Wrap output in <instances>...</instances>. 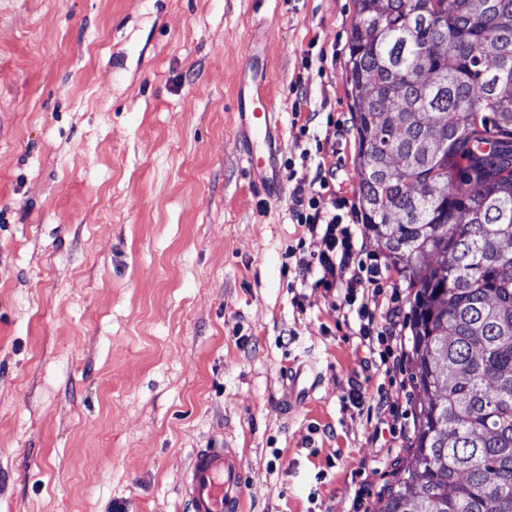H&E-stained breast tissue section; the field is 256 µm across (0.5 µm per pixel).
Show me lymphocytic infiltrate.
<instances>
[{"label": "lymphocytic infiltrate", "instance_id": "1", "mask_svg": "<svg viewBox=\"0 0 512 512\" xmlns=\"http://www.w3.org/2000/svg\"><path fill=\"white\" fill-rule=\"evenodd\" d=\"M335 178L334 169L321 163L312 179L297 180L289 215L311 237L319 238L322 248L307 257L292 250L287 256L295 260L301 279H314L316 286L338 292L341 307L355 313L361 341L377 342L381 366L391 369L398 363V311L391 307L379 313L358 299L359 293L379 290L382 270L369 253L364 235L355 225L344 223L339 203L325 202L323 192Z\"/></svg>", "mask_w": 512, "mask_h": 512}]
</instances>
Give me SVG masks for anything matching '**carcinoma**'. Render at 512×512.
<instances>
[{"label":"carcinoma","instance_id":"cac0c4a2","mask_svg":"<svg viewBox=\"0 0 512 512\" xmlns=\"http://www.w3.org/2000/svg\"><path fill=\"white\" fill-rule=\"evenodd\" d=\"M355 4L359 205L424 394L383 512H512V0Z\"/></svg>","mask_w":512,"mask_h":512}]
</instances>
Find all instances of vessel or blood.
<instances>
[{"label":"vessel or blood","mask_w":512,"mask_h":512,"mask_svg":"<svg viewBox=\"0 0 512 512\" xmlns=\"http://www.w3.org/2000/svg\"><path fill=\"white\" fill-rule=\"evenodd\" d=\"M267 73L257 67L248 92L238 98L242 155L247 167L272 163V116L265 93ZM243 470L229 448H201L193 455L182 498L188 512H243Z\"/></svg>","instance_id":"1"}]
</instances>
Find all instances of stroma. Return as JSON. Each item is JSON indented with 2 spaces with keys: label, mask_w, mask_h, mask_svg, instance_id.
Returning a JSON list of instances; mask_svg holds the SVG:
<instances>
[{
  "label": "stroma",
  "mask_w": 512,
  "mask_h": 512,
  "mask_svg": "<svg viewBox=\"0 0 512 512\" xmlns=\"http://www.w3.org/2000/svg\"><path fill=\"white\" fill-rule=\"evenodd\" d=\"M355 0H0V512H184L195 449H235L246 512H381L377 389L413 426L415 364L378 371L293 184L241 161L240 85L267 70L277 165L358 205L346 83ZM311 66H304V56ZM297 112L316 113L309 134ZM368 247L409 318L413 289ZM302 305H295V297ZM315 388L295 411L288 370Z\"/></svg>",
  "instance_id": "stroma-1"
}]
</instances>
